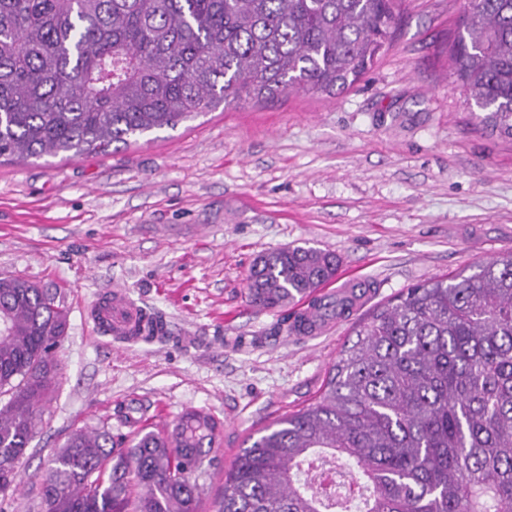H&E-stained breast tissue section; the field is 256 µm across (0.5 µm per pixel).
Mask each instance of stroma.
Segmentation results:
<instances>
[{
    "label": "stroma",
    "mask_w": 512,
    "mask_h": 512,
    "mask_svg": "<svg viewBox=\"0 0 512 512\" xmlns=\"http://www.w3.org/2000/svg\"><path fill=\"white\" fill-rule=\"evenodd\" d=\"M467 0H396L395 34L348 90L291 91L200 114L105 156L0 159V274L63 287L61 380L20 461L44 470L65 437L119 406L172 429L188 409L223 425L204 460L210 512L248 437L320 395L353 320L402 290L512 251V140L480 130L452 70ZM291 245L336 253L370 289L350 318L293 337V308L250 305L254 260ZM123 292L168 337L102 333Z\"/></svg>",
    "instance_id": "stroma-1"
}]
</instances>
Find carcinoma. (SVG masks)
Returning <instances> with one entry per match:
<instances>
[{"label":"carcinoma","instance_id":"carcinoma-1","mask_svg":"<svg viewBox=\"0 0 512 512\" xmlns=\"http://www.w3.org/2000/svg\"><path fill=\"white\" fill-rule=\"evenodd\" d=\"M395 0H0V158L105 154L220 105L332 94L392 41ZM455 72L491 132L512 139V0H471ZM335 253L289 246L253 265L248 301L277 310L336 278ZM353 302L332 296L324 316ZM69 328L58 293L0 275V495L59 385ZM316 402L258 431L224 471L215 512H512V252L402 290L353 327ZM218 422L170 434L77 429L44 475L40 512H202ZM357 468L336 496L303 465Z\"/></svg>","mask_w":512,"mask_h":512}]
</instances>
